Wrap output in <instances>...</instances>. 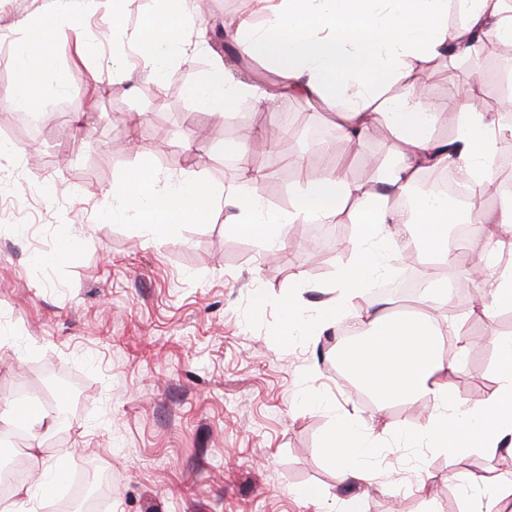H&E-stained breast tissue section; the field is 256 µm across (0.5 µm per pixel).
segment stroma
I'll return each instance as SVG.
<instances>
[{
  "instance_id": "stroma-1",
  "label": "stroma",
  "mask_w": 512,
  "mask_h": 512,
  "mask_svg": "<svg viewBox=\"0 0 512 512\" xmlns=\"http://www.w3.org/2000/svg\"><path fill=\"white\" fill-rule=\"evenodd\" d=\"M152 6L124 0L117 30L112 0H80L79 22L58 21L60 49L36 91L39 135L26 136L15 112L0 113V143L14 147L0 157V196L12 206L0 218V405L23 387L71 408L66 426L27 442L32 504H46L58 470L102 462L107 512H341L351 489L326 461L324 439L350 413L369 450L366 512H393L397 500L406 512H471L487 496L485 457L473 448L451 459L428 447L419 436L425 417L403 401L380 409L361 400L333 355L339 325L320 316L338 299L336 272L352 259L357 225L348 226L350 246L327 252L304 224L287 225L271 259L264 242L227 224L235 209L223 191L235 174L214 163L238 138L233 121L244 115L259 127L273 112H310L329 126L327 108L301 98L260 107L247 97L218 116L186 97L185 86L216 62L267 94L272 65L240 57L224 33L225 21L244 15L236 0L203 9L189 0L194 21L217 38L172 63L156 86L134 47ZM54 10L55 0H0V88L17 79L25 22ZM422 71L440 114L431 134L447 139L458 123L456 85L433 81L434 65ZM332 149L371 186L394 159L378 128L358 148L339 139ZM136 168L153 169L163 185L209 184L208 223L174 225L156 242L118 215L106 191ZM288 298L307 322L292 335L282 331ZM467 320L469 305L456 303L449 326ZM471 323L453 391L464 409L500 383L491 333L512 334V310ZM306 487L321 498H301Z\"/></svg>"
}]
</instances>
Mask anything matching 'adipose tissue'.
<instances>
[{
  "label": "adipose tissue",
  "instance_id": "adipose-tissue-1",
  "mask_svg": "<svg viewBox=\"0 0 512 512\" xmlns=\"http://www.w3.org/2000/svg\"><path fill=\"white\" fill-rule=\"evenodd\" d=\"M450 0H255V12L265 27L253 30L245 19L229 21L243 55L274 66L292 97L320 100L336 108L341 129L350 140L375 125L385 126L394 137L396 164L382 169L379 182L387 188L355 183L338 168H327L303 183L300 199L313 208H297L288 216L265 209L256 193H237L233 231L241 236L276 241L285 221L319 223L340 215L350 203L360 231L362 247L354 261L339 269L336 281L340 304L329 307L325 319H335L343 308L355 307L366 281L382 274L395 252L417 248L432 260L455 263L448 249V228L460 221L447 202L428 200L408 204L426 166L464 165L477 194L494 195L498 188L489 175L490 163L512 129L502 127L495 113L476 108L479 74L462 81L459 124L455 146L433 139L431 127L438 114L424 94L404 90L382 98L391 83L408 79L418 62L464 56L475 33L489 32L512 44V0H457L464 21L448 25ZM77 0H57L53 15L36 23L31 35L19 43L16 54L19 79L5 97L14 111L31 110L34 88L50 73L56 50L54 29L58 17L77 16ZM188 17L184 0H159V7L143 21L136 42L138 54L148 59L155 81H162L166 64L185 59L194 47L185 30ZM206 109L221 113L240 99L254 95L253 87L236 80L219 65L210 67L187 90ZM112 199L131 210L137 223L162 236L173 224L201 221L214 204L212 188L200 181L182 180L161 189L148 172L135 170L108 191ZM498 221L483 229L496 270L485 283L477 313L494 321L503 309H512V201L501 202ZM356 339L342 343L336 360L358 388L370 392L380 406L396 400L425 398L434 412L425 426L427 441L454 455L467 443L462 434L473 431L487 460L512 447V338L494 337L501 383L478 409L452 408L449 371L460 368L463 352L446 358L436 318H393L383 311L355 317L350 324ZM356 422H338L325 440L329 462L344 468L356 480L368 476L359 461L366 450Z\"/></svg>",
  "mask_w": 512,
  "mask_h": 512
}]
</instances>
